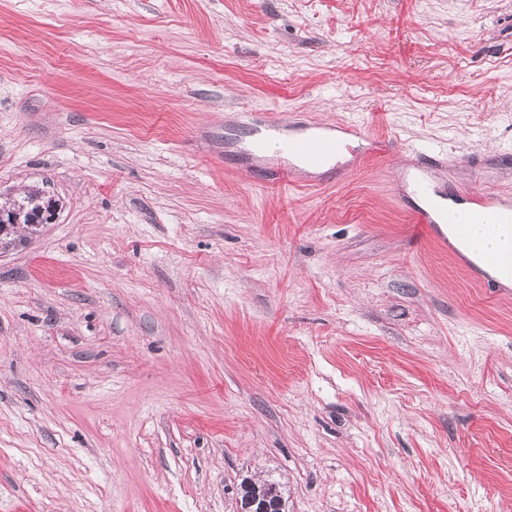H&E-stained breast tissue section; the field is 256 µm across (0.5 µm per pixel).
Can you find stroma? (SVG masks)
Wrapping results in <instances>:
<instances>
[{
    "label": "stroma",
    "instance_id": "35a3bbf8",
    "mask_svg": "<svg viewBox=\"0 0 512 512\" xmlns=\"http://www.w3.org/2000/svg\"><path fill=\"white\" fill-rule=\"evenodd\" d=\"M354 121L261 184L241 115ZM512 195V0H0V512H512V288L414 224ZM44 202V198L41 197L39 191L29 192L20 202H15L12 208L7 210L18 212V214H22L21 224H29L28 221V213L30 211H35L38 207H40ZM49 205L47 209H42L35 214L34 219L30 221V226L45 224L51 222L56 213V202L52 197H48ZM248 495L270 497V501L277 506V512H287L285 510V500L281 495L278 484L272 480H265L261 483L253 482L249 479H243L240 484L241 508L245 507V499Z\"/></svg>",
    "mask_w": 512,
    "mask_h": 512
}]
</instances>
